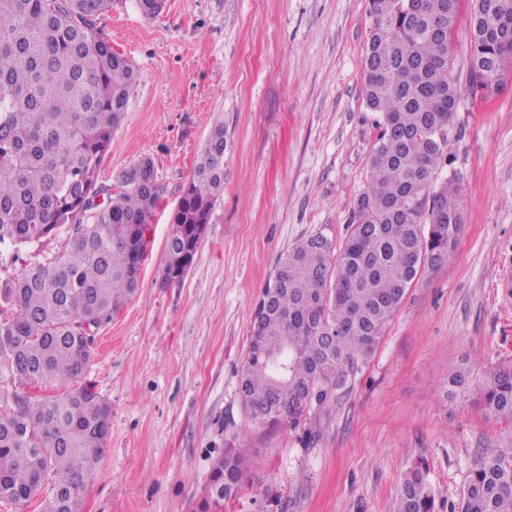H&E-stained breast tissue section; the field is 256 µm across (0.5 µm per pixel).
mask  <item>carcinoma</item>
Segmentation results:
<instances>
[{
	"label": "carcinoma",
	"mask_w": 512,
	"mask_h": 512,
	"mask_svg": "<svg viewBox=\"0 0 512 512\" xmlns=\"http://www.w3.org/2000/svg\"><path fill=\"white\" fill-rule=\"evenodd\" d=\"M113 0H0V244H42L69 229L62 250L0 278V503L83 512L110 432V406L85 379L94 351L77 330L112 314L137 291L161 197L144 157L99 182L136 72L97 30ZM468 78L496 95L512 63V0H469ZM459 0H369L365 98L380 115L366 185L340 248L312 234L279 260L239 370L250 422L297 433L315 447L359 369L375 354L433 255L454 256L462 225L456 180L437 182L454 133L458 90L451 39ZM224 126L210 132L174 214L164 280L180 254L194 260L196 227L209 223L224 186ZM102 196L100 203L94 198ZM476 404L512 425V363L486 376ZM429 466L407 470L393 512H435ZM251 480L241 448L212 464L199 512ZM450 512H512V446L477 449L466 491Z\"/></svg>",
	"instance_id": "cac0c4a2"
}]
</instances>
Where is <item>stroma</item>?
<instances>
[{
	"mask_svg": "<svg viewBox=\"0 0 512 512\" xmlns=\"http://www.w3.org/2000/svg\"><path fill=\"white\" fill-rule=\"evenodd\" d=\"M135 67L128 110L100 179L152 157L163 188L140 286L103 325L87 377L111 408L84 512H198L212 462L245 449L254 483L224 512H392L406 470L429 464L437 512L459 502L477 448L512 445L474 388L512 362V77L475 96L466 15L452 37L456 135L439 179L461 186L455 257L423 273L315 448L251 424L239 368L281 254L320 232L341 245L379 134L365 100L369 0H165L149 18L114 0L96 22ZM224 187L185 277L163 284L165 243L212 127ZM466 376L447 397L454 371Z\"/></svg>",
	"mask_w": 512,
	"mask_h": 512,
	"instance_id": "35a3bbf8",
	"label": "stroma"
}]
</instances>
